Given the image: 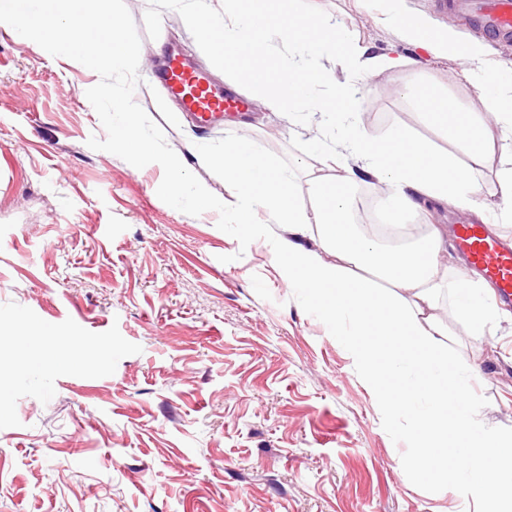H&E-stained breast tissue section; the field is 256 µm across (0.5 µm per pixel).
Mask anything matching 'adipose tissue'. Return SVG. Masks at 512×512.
Listing matches in <instances>:
<instances>
[{
  "instance_id": "ef3b65f1",
  "label": "adipose tissue",
  "mask_w": 512,
  "mask_h": 512,
  "mask_svg": "<svg viewBox=\"0 0 512 512\" xmlns=\"http://www.w3.org/2000/svg\"><path fill=\"white\" fill-rule=\"evenodd\" d=\"M283 9L289 16L297 14L296 8H284L283 0H264L260 16L243 0H192L189 20L222 42L225 51L249 46L275 56V72L253 79L246 92L291 125L300 112L318 115L322 130L309 137L310 154L334 180L380 190L385 223H408L411 213L432 204H452L485 218L484 189L455 154L437 151L404 127L394 125L379 135L358 121L354 78L399 68L402 58L369 54L347 29L325 21L311 33L294 34L273 21ZM383 15L403 41L436 57L462 59L487 119L456 124L447 133L449 140L462 141L471 134L493 141L512 129V69L496 63L487 45L462 43L454 31L409 12L404 0H383ZM340 73L346 74L345 82H337ZM320 84L335 85L340 109L325 107L316 93ZM196 158L223 172V196L180 178L169 189L171 204L228 209L233 223L251 229L257 226V208H265L269 219L262 228L288 257L281 270L285 284L334 325L337 341L349 349L388 415L410 421L409 462L422 472L443 468L439 450L453 446L451 476L471 499L474 512H512V466L502 464L504 458L512 459V442L486 428L472 392V374L449 359L443 345L453 330L433 315L435 299L448 283L443 230L428 225L418 245L383 253L330 223L328 208L350 210L351 200H325L323 177L310 179L314 203L305 208L296 203L292 170L248 143L228 140L223 150L200 152ZM455 290L459 324L469 335H484L497 316L493 291L472 276L460 280Z\"/></svg>"
}]
</instances>
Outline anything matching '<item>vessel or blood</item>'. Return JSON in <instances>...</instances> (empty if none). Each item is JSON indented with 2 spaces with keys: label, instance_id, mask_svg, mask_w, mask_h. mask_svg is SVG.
Listing matches in <instances>:
<instances>
[{
  "label": "vessel or blood",
  "instance_id": "obj_1",
  "mask_svg": "<svg viewBox=\"0 0 512 512\" xmlns=\"http://www.w3.org/2000/svg\"><path fill=\"white\" fill-rule=\"evenodd\" d=\"M450 5L486 35L512 38V0H451ZM154 76L203 126L219 124L225 114L246 111L252 103L247 95L225 91L206 70L175 50L166 52ZM454 236L467 262L495 285L503 302H512V241L490 234L482 224L455 225Z\"/></svg>",
  "mask_w": 512,
  "mask_h": 512
}]
</instances>
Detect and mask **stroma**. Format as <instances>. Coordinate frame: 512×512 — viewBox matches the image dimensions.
Segmentation results:
<instances>
[{"label":"stroma","mask_w":512,"mask_h":512,"mask_svg":"<svg viewBox=\"0 0 512 512\" xmlns=\"http://www.w3.org/2000/svg\"><path fill=\"white\" fill-rule=\"evenodd\" d=\"M141 40L134 100L184 154L183 174L223 195L224 180L188 156L246 139L293 168L309 201L307 132L261 106L202 129L158 84L176 46L223 78L208 44L171 0H125ZM308 17L353 31L370 54L403 66L361 81L360 119L406 126L449 145L402 94L434 85L477 103L461 60L435 58L355 0H299ZM99 75L16 42L0 25V512H465L459 488L423 475L346 346L284 283L275 239L218 211H177L157 195L163 169L91 149L106 133L86 97ZM512 137L476 164L484 205ZM44 364L27 365L25 341ZM450 356L475 368L488 428L512 437V321Z\"/></svg>","instance_id":"35a3bbf8"}]
</instances>
